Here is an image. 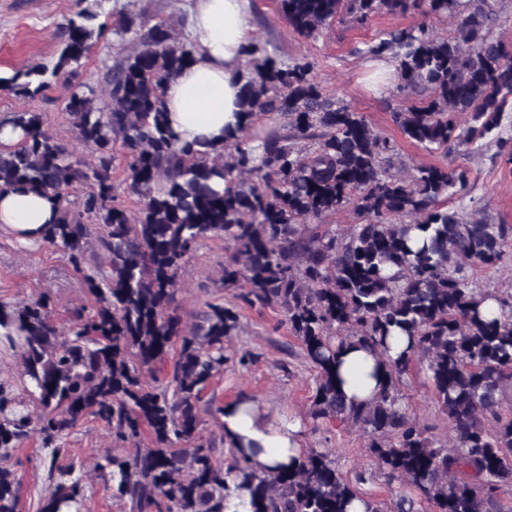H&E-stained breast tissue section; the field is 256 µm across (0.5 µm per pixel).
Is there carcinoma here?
<instances>
[{
  "label": "carcinoma",
  "mask_w": 512,
  "mask_h": 512,
  "mask_svg": "<svg viewBox=\"0 0 512 512\" xmlns=\"http://www.w3.org/2000/svg\"><path fill=\"white\" fill-rule=\"evenodd\" d=\"M495 0H276L292 31L317 38L349 16L360 25L382 14H419L415 26L384 30L364 53L392 63L398 88L429 95L393 113L412 142L444 155L498 127L512 95V42L490 34ZM87 8L66 26L53 71L71 88L65 110L85 159L49 129L42 112L13 114L21 139L0 144V192L25 187L54 200L41 242L61 250L83 276L92 307L60 321L42 295L0 303V328L18 349L20 387L0 383V458L36 436L52 449L58 482L41 512H81L66 439L89 417L117 440L149 433L151 448H114L96 470L112 480L130 512H228L245 491V512H348L360 497L326 452L310 449L294 471L263 473L232 450L226 465L211 446L192 448L202 393L228 360L239 317L206 303L201 323L182 327L178 272L201 246L224 240L222 284L238 298L283 315L316 371L312 417L358 429L387 485H400L395 512H503L512 496V294L481 288L479 268L512 254V225L466 220L448 209L468 171L434 165L394 170V140L315 81V62L283 66L255 38L245 51L240 124L224 146L182 144L164 111L166 83L194 57L164 20L129 12L126 44L102 63L96 86L78 81L91 42L103 36ZM429 18H451L441 37ZM19 75L0 91L33 98ZM106 97L100 107L95 92ZM125 177L113 178L116 161ZM83 188L70 199L69 190ZM135 196L139 207L118 202ZM351 211L354 224L327 219ZM408 337L392 358L387 339ZM356 342L376 354L388 381L367 405L346 400L336 354ZM177 357L165 365L174 344ZM424 365L455 440L436 444L402 403L399 381ZM21 481L0 466V512H18Z\"/></svg>",
  "instance_id": "obj_1"
}]
</instances>
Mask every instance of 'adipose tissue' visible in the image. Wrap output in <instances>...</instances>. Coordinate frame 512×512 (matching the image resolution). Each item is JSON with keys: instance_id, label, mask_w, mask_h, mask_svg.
<instances>
[{"instance_id": "ef3b65f1", "label": "adipose tissue", "mask_w": 512, "mask_h": 512, "mask_svg": "<svg viewBox=\"0 0 512 512\" xmlns=\"http://www.w3.org/2000/svg\"><path fill=\"white\" fill-rule=\"evenodd\" d=\"M250 0H192L189 38L193 62L165 87L168 122L180 142L222 144L225 130L240 117L239 72L244 50L253 38ZM54 218L52 201L17 187L0 194V232L30 243L41 239ZM336 374L347 400L372 401L387 381L371 351L352 346L336 358ZM225 437L240 455L267 472L294 469L304 455L298 421H270L257 401L242 398L226 403L221 418Z\"/></svg>"}]
</instances>
